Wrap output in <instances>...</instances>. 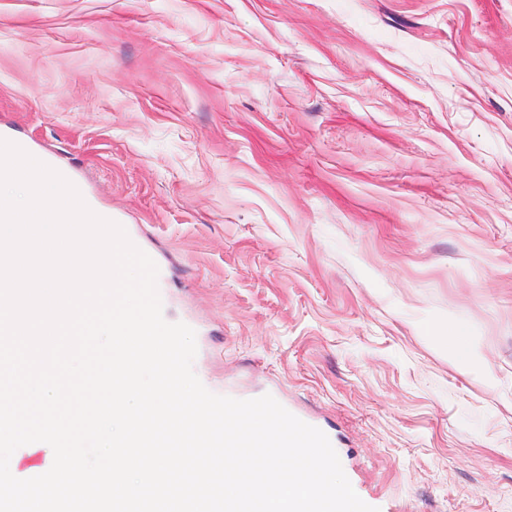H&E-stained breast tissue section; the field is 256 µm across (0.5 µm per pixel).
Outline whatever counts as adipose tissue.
<instances>
[{
	"label": "adipose tissue",
	"instance_id": "adipose-tissue-1",
	"mask_svg": "<svg viewBox=\"0 0 512 512\" xmlns=\"http://www.w3.org/2000/svg\"><path fill=\"white\" fill-rule=\"evenodd\" d=\"M86 448L84 438L77 433L71 434L64 442L47 439L43 448L44 464L52 468L55 479L49 483L14 485L11 491L22 495L30 512H42L44 503L55 497L59 489H67L73 501H81L82 490L73 477L72 470L80 466ZM6 487L0 486V497L6 495Z\"/></svg>",
	"mask_w": 512,
	"mask_h": 512
}]
</instances>
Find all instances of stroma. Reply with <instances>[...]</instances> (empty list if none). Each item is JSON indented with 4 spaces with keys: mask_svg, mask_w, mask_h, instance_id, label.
Returning a JSON list of instances; mask_svg holds the SVG:
<instances>
[{
    "mask_svg": "<svg viewBox=\"0 0 512 512\" xmlns=\"http://www.w3.org/2000/svg\"><path fill=\"white\" fill-rule=\"evenodd\" d=\"M0 132L365 503L512 512V0H0ZM448 330L455 333L454 336H448L449 356L464 368L479 369L482 363V355L479 349L468 339L464 326L460 323H452Z\"/></svg>",
    "mask_w": 512,
    "mask_h": 512,
    "instance_id": "stroma-1",
    "label": "stroma"
}]
</instances>
